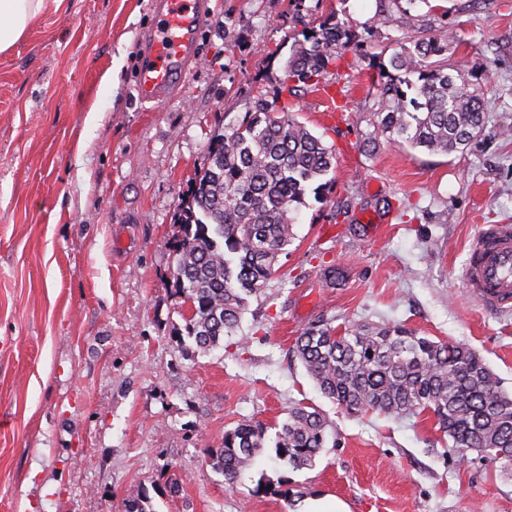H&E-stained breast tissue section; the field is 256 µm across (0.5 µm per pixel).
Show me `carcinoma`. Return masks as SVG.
I'll use <instances>...</instances> for the list:
<instances>
[{
    "instance_id": "1",
    "label": "carcinoma",
    "mask_w": 512,
    "mask_h": 512,
    "mask_svg": "<svg viewBox=\"0 0 512 512\" xmlns=\"http://www.w3.org/2000/svg\"><path fill=\"white\" fill-rule=\"evenodd\" d=\"M420 3L429 0H384L366 30L379 36ZM311 32L294 45L273 99L258 93L232 134L211 138L206 166L179 208L172 286L190 304L185 331L199 350L219 346L239 328L248 297L271 279L278 256L295 239L292 211L310 185L318 192L326 187L321 179L333 168L335 149L294 118V98L329 86L330 69H340L339 50L360 53L363 44L333 12ZM447 51L443 25L410 37L389 59L373 61L379 112L365 142L383 138L448 154L484 134V98L469 90V74L448 64ZM295 352L333 403L390 417L428 411L461 458L475 452L512 471V394L467 345L399 326L354 324L339 334L326 323L297 336ZM326 430L318 410L292 409L276 434L278 459L293 468L311 464L326 447ZM265 434L261 425L240 421L211 452L213 467L235 481L264 448Z\"/></svg>"
}]
</instances>
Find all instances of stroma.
<instances>
[{
    "mask_svg": "<svg viewBox=\"0 0 512 512\" xmlns=\"http://www.w3.org/2000/svg\"><path fill=\"white\" fill-rule=\"evenodd\" d=\"M451 61L477 76L489 115L465 149L364 146L377 106L368 59L343 53L341 92H301L296 118L336 152L307 191L295 240L240 327L217 348L185 339L175 218L266 72L329 13L364 27L378 0H208L180 93L140 103L151 0H65L0 54V512H296L331 494L350 512H512V473L460 461L432 414H353L294 352L305 328L402 325L468 344L512 392V313L490 315L460 273L482 224H512V0H437ZM235 42L227 51V42ZM346 111H335V104ZM327 418L312 465L276 456L296 406ZM266 429L229 484L209 456L240 420Z\"/></svg>",
    "mask_w": 512,
    "mask_h": 512,
    "instance_id": "1",
    "label": "stroma"
}]
</instances>
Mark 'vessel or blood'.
<instances>
[{
    "label": "vessel or blood",
    "instance_id": "vessel-or-blood-1",
    "mask_svg": "<svg viewBox=\"0 0 512 512\" xmlns=\"http://www.w3.org/2000/svg\"><path fill=\"white\" fill-rule=\"evenodd\" d=\"M158 24L145 35L136 78L143 102L178 94L208 19L207 0H154ZM467 293L489 313L512 311V224H483L462 271Z\"/></svg>",
    "mask_w": 512,
    "mask_h": 512
}]
</instances>
